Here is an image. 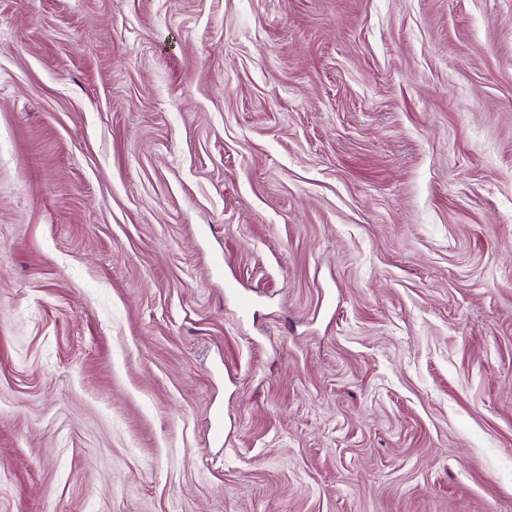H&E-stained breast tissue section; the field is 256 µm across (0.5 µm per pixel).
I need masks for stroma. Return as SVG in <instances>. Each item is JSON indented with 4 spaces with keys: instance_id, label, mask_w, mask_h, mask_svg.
I'll list each match as a JSON object with an SVG mask.
<instances>
[{
    "instance_id": "stroma-1",
    "label": "stroma",
    "mask_w": 512,
    "mask_h": 512,
    "mask_svg": "<svg viewBox=\"0 0 512 512\" xmlns=\"http://www.w3.org/2000/svg\"><path fill=\"white\" fill-rule=\"evenodd\" d=\"M0 512H512V0H0Z\"/></svg>"
}]
</instances>
